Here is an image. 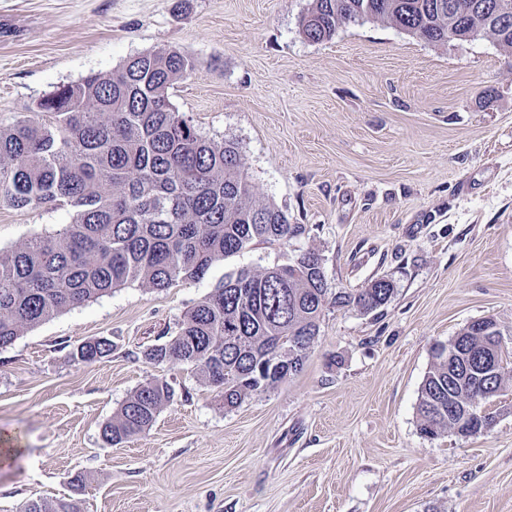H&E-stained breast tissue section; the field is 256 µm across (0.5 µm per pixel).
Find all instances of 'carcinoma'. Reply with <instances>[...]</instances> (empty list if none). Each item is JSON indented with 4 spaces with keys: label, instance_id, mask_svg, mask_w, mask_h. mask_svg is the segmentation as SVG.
Returning <instances> with one entry per match:
<instances>
[{
    "label": "carcinoma",
    "instance_id": "carcinoma-1",
    "mask_svg": "<svg viewBox=\"0 0 512 512\" xmlns=\"http://www.w3.org/2000/svg\"><path fill=\"white\" fill-rule=\"evenodd\" d=\"M460 7L448 12V3ZM498 0H315L302 18L310 42L331 39L360 18L390 24L431 44L482 33L512 49V22L495 30L489 14L472 5ZM198 60L161 48L128 59L108 74H90L44 95L36 110L0 129V206L67 204L70 224L0 250V348L24 329L70 307L96 300L129 282L163 290L203 278L220 260L257 243L288 246L305 234L272 203L254 200V186L232 142L203 138L172 105L169 90L192 74ZM47 114L52 121L43 123ZM394 294L386 277L354 292H336V305L371 314ZM327 301L322 258L308 250L282 263L224 274L185 316L176 336L145 352L151 363L189 364L216 388L227 407L271 389L301 371ZM477 319L448 343L425 376L417 412L419 430L435 439L457 429L448 408L463 400L480 415L479 435L496 413L483 407L512 379V348L495 339L498 373L479 383L456 378L459 348L479 360L486 345ZM112 341L88 340L73 358L107 357ZM174 397L155 379L137 389L102 429L103 440L124 444L147 430ZM19 512H79L71 499L29 501Z\"/></svg>",
    "mask_w": 512,
    "mask_h": 512
}]
</instances>
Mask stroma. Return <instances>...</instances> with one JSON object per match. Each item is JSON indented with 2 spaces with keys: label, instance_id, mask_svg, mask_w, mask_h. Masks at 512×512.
Instances as JSON below:
<instances>
[{
  "label": "stroma",
  "instance_id": "1",
  "mask_svg": "<svg viewBox=\"0 0 512 512\" xmlns=\"http://www.w3.org/2000/svg\"><path fill=\"white\" fill-rule=\"evenodd\" d=\"M313 4L0 0V128L56 86L173 47L200 63L173 106L236 143L258 198L308 228L200 280L126 284L0 349V512L64 496L80 512H512L511 388L482 435L430 439L417 422L434 343L487 316L512 342V51L373 21L312 43ZM72 214L0 207V249ZM310 249L331 299L299 373L230 408L192 367L146 361L225 273ZM379 276L395 287L379 311L334 303ZM102 337L109 356L73 358ZM154 379L173 402L106 444L103 426Z\"/></svg>",
  "mask_w": 512,
  "mask_h": 512
}]
</instances>
